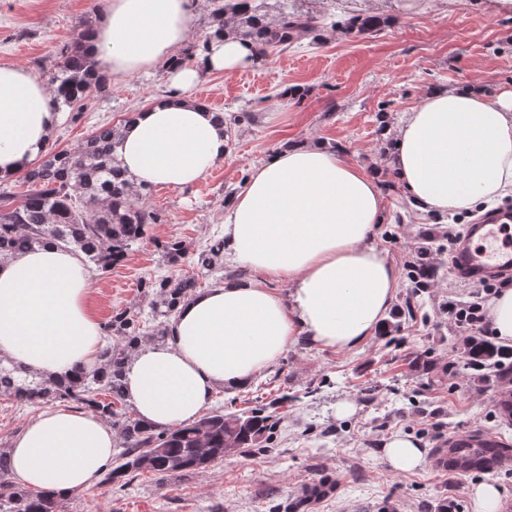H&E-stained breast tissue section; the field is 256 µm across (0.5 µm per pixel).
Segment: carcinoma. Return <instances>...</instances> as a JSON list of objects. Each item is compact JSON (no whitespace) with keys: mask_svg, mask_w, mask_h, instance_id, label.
<instances>
[{"mask_svg":"<svg viewBox=\"0 0 512 512\" xmlns=\"http://www.w3.org/2000/svg\"><path fill=\"white\" fill-rule=\"evenodd\" d=\"M210 34L202 44L185 48L177 62L192 60L208 46V39L228 31L255 44L258 59L274 48L283 50L304 38L317 39L320 18L288 10L283 4L277 21L268 25L260 6L251 0H208ZM387 20L378 16L351 17L337 22L346 34L380 30ZM79 36L60 48V65L44 72L52 86L50 104L66 108L75 121L81 117V102L92 91L104 93L108 78L99 71L87 52L85 37L94 30L92 21L78 20ZM119 126L103 123L73 150L48 149L31 168L22 173L24 192L0 186V258L30 251L47 240L57 241L80 255L85 264L106 274L124 262L132 247L159 214L139 204L121 178L116 157ZM196 265L208 272L224 270V238H215L197 253ZM193 278L167 276L144 281L151 289V313L157 325L146 330L137 313L117 310L104 324L108 342L99 354L97 367L81 368L71 380L37 382L22 377L21 368L0 359V397L20 404L42 407L67 402L90 408L120 437L122 451L103 473L101 482L118 484L148 472L158 478L189 476L223 458L228 449L246 452L270 440L278 421L252 409L238 414L217 411L196 422L170 430H155L137 417L116 410L124 400L122 376L134 349L164 337L161 318L171 316L177 303L196 292ZM499 351L492 343L475 338L466 347V366L494 365ZM441 462L457 471H488L512 460V444L499 448L450 446L440 448ZM65 497L49 491L30 492L11 480L8 450L0 448V512H63Z\"/></svg>","mask_w":512,"mask_h":512,"instance_id":"obj_1","label":"carcinoma"}]
</instances>
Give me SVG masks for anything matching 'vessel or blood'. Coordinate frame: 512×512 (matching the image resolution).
<instances>
[{
    "label": "vessel or blood",
    "instance_id": "b4317fda",
    "mask_svg": "<svg viewBox=\"0 0 512 512\" xmlns=\"http://www.w3.org/2000/svg\"><path fill=\"white\" fill-rule=\"evenodd\" d=\"M472 239L461 241L452 264L457 272L493 279L512 274V210L475 220Z\"/></svg>",
    "mask_w": 512,
    "mask_h": 512
}]
</instances>
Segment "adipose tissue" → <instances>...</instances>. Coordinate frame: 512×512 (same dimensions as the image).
I'll return each mask as SVG.
<instances>
[{
	"mask_svg": "<svg viewBox=\"0 0 512 512\" xmlns=\"http://www.w3.org/2000/svg\"><path fill=\"white\" fill-rule=\"evenodd\" d=\"M194 0H106L89 50L120 80L176 56ZM250 42L224 36L199 64L169 72L170 91L120 128L119 166L137 190L189 188L228 155L227 128L192 89L201 72L251 66ZM51 87L29 69L0 65V180L35 163L60 122ZM389 164L417 208L442 216L512 195V90L456 84L402 113ZM382 187L342 150L290 143L252 171L224 206V254L256 277L228 279L182 302L164 339L130 356L123 384L137 416L155 429L196 421L222 388L246 386L275 366L295 337L346 351L380 328L398 272L373 242ZM91 274L49 240L0 259V355L58 378L92 365L102 327L88 306ZM288 285L277 294L271 282ZM115 433L90 411L41 413L16 436L11 473L25 486L73 494L111 463Z\"/></svg>",
	"mask_w": 512,
	"mask_h": 512,
	"instance_id": "ef3b65f1",
	"label": "adipose tissue"
}]
</instances>
